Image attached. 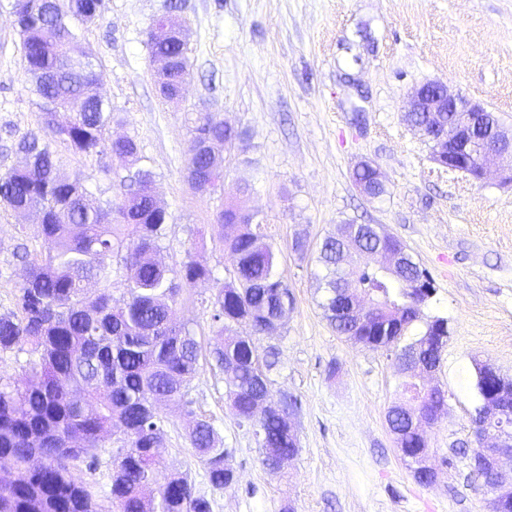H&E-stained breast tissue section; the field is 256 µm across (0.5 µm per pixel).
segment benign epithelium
<instances>
[{"label":"benign epithelium","mask_w":512,"mask_h":512,"mask_svg":"<svg viewBox=\"0 0 512 512\" xmlns=\"http://www.w3.org/2000/svg\"><path fill=\"white\" fill-rule=\"evenodd\" d=\"M165 34L186 46L182 25L168 15L158 18L151 28V36ZM407 112H426L428 122L415 129L422 130L423 139L432 144L434 160L451 171L467 174L476 181L485 178L500 158L512 152V133L501 128L500 123L486 124L488 110L472 102L450 86L437 82L412 89L408 96ZM414 377L422 380L437 369L428 357L417 349L413 352ZM489 381L483 394V419L497 422L494 434L485 425L475 427L478 443L489 438L493 444L481 446L472 453L474 471L486 479L485 487L495 493L492 512H503V505H512V491L498 492L502 484V463L512 459V394L499 387L498 370L489 367ZM418 392L410 393L403 410L408 413L409 432L426 443L425 428L436 422L444 413L445 402L437 388L417 386ZM399 452L410 464L418 480L431 484L436 480V468L431 463L428 449L415 451L404 447L400 432H395Z\"/></svg>","instance_id":"1"}]
</instances>
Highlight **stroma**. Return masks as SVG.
I'll return each mask as SVG.
<instances>
[{"label":"stroma","instance_id":"stroma-1","mask_svg":"<svg viewBox=\"0 0 512 512\" xmlns=\"http://www.w3.org/2000/svg\"><path fill=\"white\" fill-rule=\"evenodd\" d=\"M167 0H106L81 43L95 54L98 95L113 108L112 136H130L166 208L167 236L156 258L172 268L195 260L211 280L185 288L175 309L213 344L212 301L227 280L228 248L216 216L238 203L267 224L280 271L294 297L282 326L260 337L276 347L272 399L296 396L299 448L282 473L261 464L252 430L233 416L223 375L202 360L193 410L161 405L166 421L158 479L188 473L213 512H488V495L468 456L478 445L475 366L512 378V185L439 167L405 119L407 94L430 81L484 103L512 128V0H181L190 77L182 100L159 92L147 32ZM23 48L9 0H0V174L22 166L21 136L37 128L39 99L23 71ZM216 112L245 130L226 150L224 195L197 192L186 178L189 120ZM61 168L81 176L96 200L113 199L124 176L111 154L62 149ZM372 162L384 194L365 197L354 178ZM375 224L400 239L432 276L425 308L448 322L440 365L426 381L447 409L427 428L439 472L418 483L390 433L388 410L402 403L393 354L337 335L319 305L316 252L335 225ZM36 213L0 212V314L15 310L25 273L16 244L37 247ZM306 245L294 250L295 240ZM209 416L232 451V487L207 480L188 437L193 414Z\"/></svg>","mask_w":512,"mask_h":512}]
</instances>
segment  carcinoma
I'll list each match as a JSON object with an SVG mask.
<instances>
[{"mask_svg": "<svg viewBox=\"0 0 512 512\" xmlns=\"http://www.w3.org/2000/svg\"><path fill=\"white\" fill-rule=\"evenodd\" d=\"M32 7L19 12L23 70L33 91L43 100L38 128L17 143L28 170L0 175V210L17 213L39 210L42 257L30 264L15 285L17 309L0 314V353L26 354L22 378H0V460L10 464L0 473V512H211V502L185 473L156 482L165 420L158 401L186 406L191 382L198 373L201 338L173 319L172 307L183 287L211 276V270L189 260L178 269H154L142 264V254L161 248L168 219L153 207L152 177L139 168L120 180V193L101 204L79 176L60 173L56 145L61 139L85 155L109 151L123 162H139V147L130 136H108L112 105L103 99L88 102L74 114L66 130L55 126L48 108L60 109L76 94L86 75H96L94 57L85 58L79 31L95 19L83 0H26ZM225 137L224 119L213 112L194 120L187 144L189 165L207 170L212 193L224 191V167L198 153L197 132ZM219 240L230 250L239 277L224 283L212 302L215 332L211 364L224 376L227 398L238 424H250L256 397L269 391L278 369V352L270 346L259 355L257 337L265 335L267 319L293 304V296L279 270L277 253L266 241L261 222L234 224L222 214ZM368 224L353 231L336 225L322 242L317 262L324 290L320 307L336 332L373 349L377 340L365 336L346 313L349 294L366 290L376 294L369 314L373 325L390 342L395 356L424 345L429 333L447 320L425 322L419 337L403 340L422 320L426 303H418L411 281L426 274L412 255L399 250L397 270L375 268L346 271V252L397 247ZM92 280L110 282V288L92 291ZM250 325L238 336L232 326ZM262 465L275 474L269 451L288 454L297 447L285 422L276 416L261 425ZM120 431L118 447L129 450L111 456L109 492L101 496L95 485L77 477L83 468L97 469L100 449ZM190 441L207 464L209 483L229 485L224 473V441L214 424L195 416Z\"/></svg>", "mask_w": 512, "mask_h": 512, "instance_id": "cac0c4a2", "label": "carcinoma"}]
</instances>
